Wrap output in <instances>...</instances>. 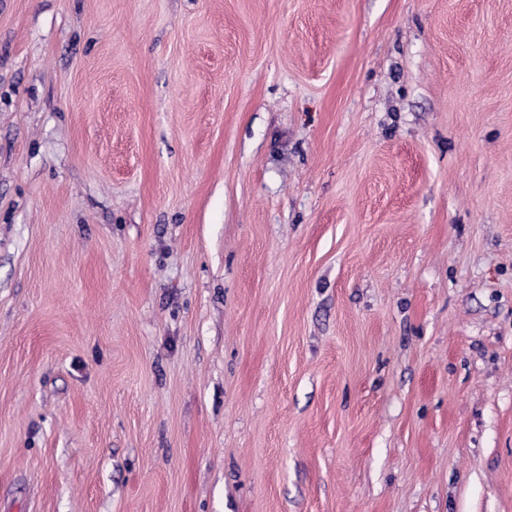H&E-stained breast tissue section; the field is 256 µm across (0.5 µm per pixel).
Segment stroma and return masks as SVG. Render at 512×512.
Wrapping results in <instances>:
<instances>
[{"mask_svg":"<svg viewBox=\"0 0 512 512\" xmlns=\"http://www.w3.org/2000/svg\"><path fill=\"white\" fill-rule=\"evenodd\" d=\"M0 512H512V0H0Z\"/></svg>","mask_w":512,"mask_h":512,"instance_id":"obj_1","label":"stroma"}]
</instances>
